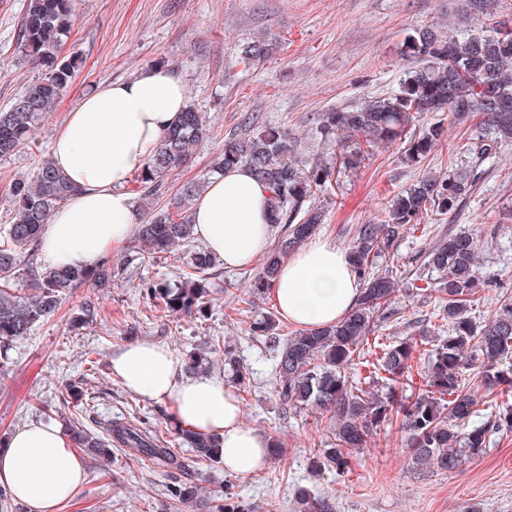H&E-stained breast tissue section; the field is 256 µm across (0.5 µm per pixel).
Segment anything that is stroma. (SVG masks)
Segmentation results:
<instances>
[{
  "mask_svg": "<svg viewBox=\"0 0 512 512\" xmlns=\"http://www.w3.org/2000/svg\"><path fill=\"white\" fill-rule=\"evenodd\" d=\"M462 2L75 0V21L63 54L77 57L79 67L32 141L0 159V224L11 214L12 182L33 176L82 96L148 65L173 69L212 128L210 138L198 144L193 165L167 176V188L204 179L225 134L244 130L253 113L288 127L302 157L333 156L336 142L316 132L322 113L396 91L413 64L404 53V40L413 30L426 27L443 36L485 30L486 19L464 15ZM25 6L26 0H0V109L39 76L17 45ZM258 39L272 42L273 51L244 65L240 45ZM435 122L444 132L419 165H407L404 146L396 143L314 199L326 215L319 236L346 249L356 225L383 220L390 200L423 173L473 178L471 192L453 210L407 226L380 259L397 282L399 317L377 330L391 342L419 332L440 333L437 297L417 286L424 252L442 237L463 233L476 244L474 275L486 283L473 297L471 315L477 321L494 313L503 291L512 292V144L499 145L488 157L477 154L476 143L489 140V132L477 119L454 122L444 112L426 116L416 133ZM181 254L176 248L137 257L128 248L113 256V266L123 272L113 277L111 287L77 289L58 312L17 340L0 364L6 371L0 380V437L31 422L58 425L66 418L103 437L110 425L130 422L150 429L178 459L193 464L188 473L159 468L121 447L105 460L82 456L83 481L59 512H187L168 490L189 477L211 498L228 494L257 512H295L300 489L329 499L333 512H512V433H491L481 456L446 473L414 469L397 425H385L367 448L353 451L348 473L312 471V454L324 447L331 432L314 411L282 410L271 354L249 331L255 315L276 310L272 295L260 300L251 294L257 266H216L207 313L188 318L154 309L138 289L143 279L174 281ZM88 300L96 306L93 321L72 329L70 318ZM133 340L162 343L182 356L217 343L236 345L251 369L249 383L238 391L244 419L268 438L279 439L281 456L254 476L195 459L193 450L183 446L167 404L137 396L113 378V352Z\"/></svg>",
  "mask_w": 512,
  "mask_h": 512,
  "instance_id": "obj_1",
  "label": "stroma"
}]
</instances>
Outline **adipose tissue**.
Returning a JSON list of instances; mask_svg holds the SVG:
<instances>
[{"instance_id":"1","label":"adipose tissue","mask_w":512,"mask_h":512,"mask_svg":"<svg viewBox=\"0 0 512 512\" xmlns=\"http://www.w3.org/2000/svg\"><path fill=\"white\" fill-rule=\"evenodd\" d=\"M186 99L180 77L152 66L100 86L68 113L51 156L76 193L45 229L41 254L47 265L91 267L127 246L141 222L127 185L153 156ZM268 198L266 186L238 166L213 179L196 200L194 233L225 268L250 266L269 249L276 226ZM361 288L347 251L315 236L284 258L271 292L281 315L307 328L342 320ZM110 365L127 390L167 403L179 427L218 436L225 470L252 476L265 468L270 441L244 422L236 391L223 378L187 375L179 354L152 341L124 345ZM82 477V463L58 425H25L0 447V485L29 512H56Z\"/></svg>"}]
</instances>
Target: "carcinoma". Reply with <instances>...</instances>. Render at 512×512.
Instances as JSON below:
<instances>
[{
    "mask_svg": "<svg viewBox=\"0 0 512 512\" xmlns=\"http://www.w3.org/2000/svg\"><path fill=\"white\" fill-rule=\"evenodd\" d=\"M75 13V0H28L18 37L24 59L42 70L11 105L0 111V159L28 144L39 123L54 111L78 68L75 59L61 58ZM273 50L272 43L254 40L240 46L239 57L249 65ZM406 54L415 65L405 74L397 91L365 101L361 106L322 114L319 133L326 141L348 137L350 146L336 157L309 163L298 156L288 131L250 118L249 134L224 139L212 159L210 173L237 165L249 167L270 193L273 223L284 228L283 237L267 252L250 289L261 299L270 290L283 259L299 249L324 223V212L314 205L316 191L332 178L356 169L382 146L407 141L405 157L417 163L431 152L443 127L434 125L417 138H407L411 126L431 112L468 114L493 130L490 141L479 146L483 155L493 153L502 142L512 143V28L493 26L486 35L462 33L446 38L429 29L408 35ZM465 99L469 106L460 107ZM210 136L205 113L187 104L162 140L146 167L133 182L140 192L144 219L136 234L138 250L147 254L169 252L193 239L189 205L206 188V182L181 185L168 202L156 196L170 172L193 161L194 147ZM472 184L469 177L450 173L443 177L428 173L397 195L388 218L377 224H359L353 234L349 257L362 283L358 303L340 322L327 327L300 329L289 335L278 333L279 322L269 313L253 319L249 330L273 344L277 393L282 405L291 409L312 408L330 414L333 439L328 447L313 453L315 469L334 467L340 472L351 466L350 451L367 446L377 428L399 421L412 463L438 471H454L486 448L491 432H512V405H504L481 426L469 423L480 414V401L467 387L463 370L472 367L480 385L492 391L512 385V373L503 362L512 359V293H503L499 306L485 322L468 314L476 280L475 253L470 239L461 234L436 242L425 252L423 266L439 275L421 291L438 297V311L448 322V335L432 344L425 374L426 389L414 400L398 391L418 348L417 338L379 344V356L369 362V381H349L346 370L353 364L359 346L367 343L375 327L389 320L396 291L393 272L381 268L378 259L389 253L408 224H416L430 211L450 212ZM75 188L55 167L51 157L42 158L30 180L11 185L12 217L0 225V348L30 334L34 326L59 311L64 300L88 282H112V260L86 268L30 266L28 284L13 288L23 255L39 248L51 214L67 203ZM218 258L204 249L184 252L178 280L138 284L155 308L192 317L205 311L208 286ZM224 368L239 386L246 385L250 368L236 348L224 345L220 356ZM191 374L209 370L205 353L186 355ZM108 437L95 439L71 430L73 447L98 456L110 452L112 444L127 448L153 465H190L179 460L157 436L128 423L110 426ZM195 457L218 463L221 442L180 430ZM188 479L170 487V495L191 512H234V508L198 494ZM298 512H331L329 503L305 490L296 493Z\"/></svg>",
    "mask_w": 512,
    "mask_h": 512,
    "instance_id": "cac0c4a2",
    "label": "carcinoma"
}]
</instances>
